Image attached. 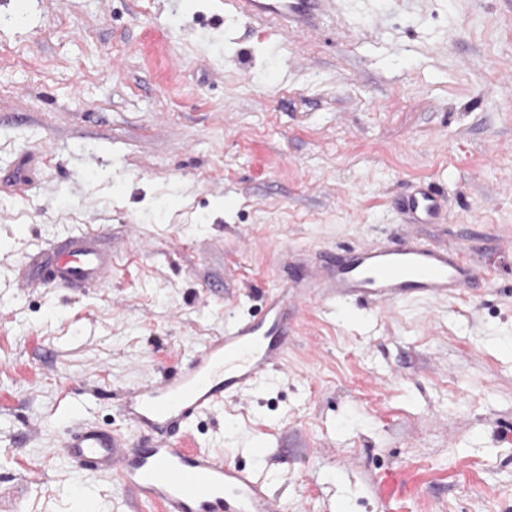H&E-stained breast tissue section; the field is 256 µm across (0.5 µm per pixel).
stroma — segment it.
<instances>
[{"label":"stroma","mask_w":512,"mask_h":512,"mask_svg":"<svg viewBox=\"0 0 512 512\" xmlns=\"http://www.w3.org/2000/svg\"><path fill=\"white\" fill-rule=\"evenodd\" d=\"M0 512H159L58 455L71 397L122 394L342 250L461 248L476 282L387 311L298 306L276 371L190 443L286 512H512V0H330L305 28L230 0H0ZM445 221L405 224L408 186ZM94 226L112 280L31 264ZM263 441L255 456L251 442Z\"/></svg>","instance_id":"obj_1"}]
</instances>
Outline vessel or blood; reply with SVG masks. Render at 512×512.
<instances>
[{
  "mask_svg": "<svg viewBox=\"0 0 512 512\" xmlns=\"http://www.w3.org/2000/svg\"><path fill=\"white\" fill-rule=\"evenodd\" d=\"M327 4L328 0H237L248 15L296 26L320 17ZM404 211L416 223H436L439 202L433 188L416 187L407 196ZM44 267L47 278L58 285L96 287L112 278V254L86 234L59 247ZM474 278L460 249L428 246L411 237L306 270L269 297L262 318L231 321L174 376L126 393L122 412L153 434L145 446L130 447L121 435L86 422L77 402L69 406L61 446L76 468L104 475L161 512H283L265 478L225 456L185 445L182 434L193 419L265 380L280 364L288 338L296 332L297 305L330 296L367 299L382 307L410 295L445 299L469 287Z\"/></svg>",
  "mask_w": 512,
  "mask_h": 512,
  "instance_id": "obj_1",
  "label": "vessel or blood"
}]
</instances>
